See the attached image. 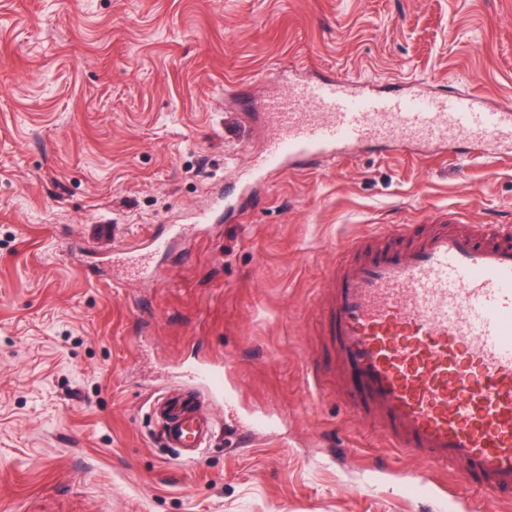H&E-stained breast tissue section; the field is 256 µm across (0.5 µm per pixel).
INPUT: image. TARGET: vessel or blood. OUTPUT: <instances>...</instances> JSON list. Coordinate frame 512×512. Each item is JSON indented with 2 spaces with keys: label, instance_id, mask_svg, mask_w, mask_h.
<instances>
[{
  "label": "vessel or blood",
  "instance_id": "vessel-or-blood-1",
  "mask_svg": "<svg viewBox=\"0 0 512 512\" xmlns=\"http://www.w3.org/2000/svg\"><path fill=\"white\" fill-rule=\"evenodd\" d=\"M244 105L269 131L255 180L336 158L363 141L512 147V107L488 112L471 96L443 99L416 89L397 98L336 79L297 82ZM208 223L203 214L193 224L168 225L132 254L146 260L167 252ZM395 237L384 247L356 238L328 270L336 393L353 394V414L378 420L392 447L512 493V226H462L446 212L427 230L400 225ZM188 374L196 387L156 395L150 415L163 446L191 460L216 431L200 399L223 400L224 377L209 360Z\"/></svg>",
  "mask_w": 512,
  "mask_h": 512
}]
</instances>
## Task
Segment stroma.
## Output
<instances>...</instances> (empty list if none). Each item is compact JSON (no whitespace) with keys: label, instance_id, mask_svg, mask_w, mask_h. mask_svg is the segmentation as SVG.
<instances>
[{"label":"stroma","instance_id":"stroma-1","mask_svg":"<svg viewBox=\"0 0 512 512\" xmlns=\"http://www.w3.org/2000/svg\"><path fill=\"white\" fill-rule=\"evenodd\" d=\"M324 77L496 108L512 0H0V512H512L313 384L339 248L512 225V153L364 143L242 191L267 133L241 98ZM209 208L151 277L110 262ZM201 360L224 400L186 462L149 401Z\"/></svg>","mask_w":512,"mask_h":512}]
</instances>
